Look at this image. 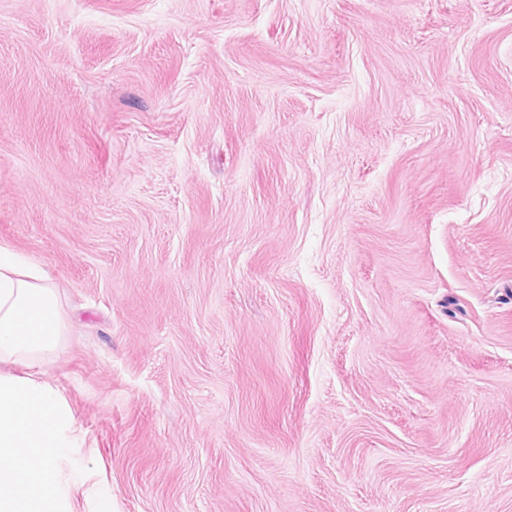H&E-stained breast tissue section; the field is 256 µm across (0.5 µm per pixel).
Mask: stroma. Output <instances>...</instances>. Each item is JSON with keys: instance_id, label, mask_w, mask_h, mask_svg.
<instances>
[{"instance_id": "stroma-1", "label": "stroma", "mask_w": 512, "mask_h": 512, "mask_svg": "<svg viewBox=\"0 0 512 512\" xmlns=\"http://www.w3.org/2000/svg\"><path fill=\"white\" fill-rule=\"evenodd\" d=\"M1 246L73 512H512V0H0Z\"/></svg>"}]
</instances>
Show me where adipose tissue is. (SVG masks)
I'll return each mask as SVG.
<instances>
[{
    "instance_id": "1",
    "label": "adipose tissue",
    "mask_w": 512,
    "mask_h": 512,
    "mask_svg": "<svg viewBox=\"0 0 512 512\" xmlns=\"http://www.w3.org/2000/svg\"><path fill=\"white\" fill-rule=\"evenodd\" d=\"M66 332L58 294L43 271L0 247V512H72L60 466L73 421L40 368Z\"/></svg>"
}]
</instances>
